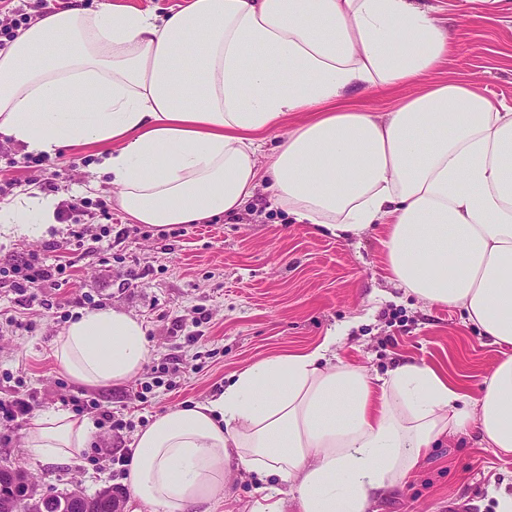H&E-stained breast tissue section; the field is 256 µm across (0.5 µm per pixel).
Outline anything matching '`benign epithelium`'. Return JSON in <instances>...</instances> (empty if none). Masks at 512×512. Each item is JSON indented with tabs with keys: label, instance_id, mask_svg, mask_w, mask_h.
Instances as JSON below:
<instances>
[{
	"label": "benign epithelium",
	"instance_id": "7a95c632",
	"mask_svg": "<svg viewBox=\"0 0 512 512\" xmlns=\"http://www.w3.org/2000/svg\"><path fill=\"white\" fill-rule=\"evenodd\" d=\"M18 484L27 487L26 497L21 501L13 499L10 495V490ZM99 499L107 500L112 512H121V496L110 487L101 489L92 498L87 497L78 488L59 497L45 496L38 493L37 486L33 485L20 470L10 464H0V512H72L76 501L83 503L86 509L92 510Z\"/></svg>",
	"mask_w": 512,
	"mask_h": 512
}]
</instances>
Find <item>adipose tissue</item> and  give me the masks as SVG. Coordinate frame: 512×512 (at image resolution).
<instances>
[{"label":"adipose tissue","instance_id":"obj_1","mask_svg":"<svg viewBox=\"0 0 512 512\" xmlns=\"http://www.w3.org/2000/svg\"><path fill=\"white\" fill-rule=\"evenodd\" d=\"M449 46L423 0H185L164 13L70 0L0 49V134L49 157L95 148L133 223L232 216L262 190L322 235L386 225L389 281L460 309L502 351L475 394L424 362L382 376L345 363L340 328L262 358L136 433L128 512H194L241 470L258 482L250 512H372L437 440L469 435L512 455V106L462 80L382 116L356 104L360 89L427 78ZM297 112L313 118L266 147ZM57 217L32 184L0 201V234L39 237ZM53 356L76 385H126L147 362L144 324L86 311ZM93 429L37 413L25 455L79 462Z\"/></svg>","mask_w":512,"mask_h":512}]
</instances>
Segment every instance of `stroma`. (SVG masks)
<instances>
[{
  "mask_svg": "<svg viewBox=\"0 0 512 512\" xmlns=\"http://www.w3.org/2000/svg\"><path fill=\"white\" fill-rule=\"evenodd\" d=\"M448 28L451 51L431 81L464 79L512 105V0H429ZM0 134V197L34 184L61 204L82 200L72 216L39 238L0 239V400L34 410L110 407L118 427L96 426L81 463L29 464L25 414H0V459L29 466L43 492L77 486L94 494L125 490L119 458L137 431L166 409L223 391L231 376L270 354L318 344L349 324L336 353L382 375L405 360L462 369L478 391L498 351L464 324L459 309L429 306L394 288L386 272L383 228L352 240L315 234L310 225L258 192L235 216L202 224L132 226L114 189L95 179L91 149L69 148L38 167ZM67 243L75 260L45 305L28 304L11 286L12 266L29 254L54 259ZM114 308L144 323L149 358L120 389L71 382L52 356L62 327L85 310ZM512 494V455H496L468 436L448 439L422 459L407 485L387 493L376 512H496L493 491Z\"/></svg>",
  "mask_w": 512,
  "mask_h": 512,
  "instance_id": "35a3bbf8",
  "label": "stroma"
}]
</instances>
